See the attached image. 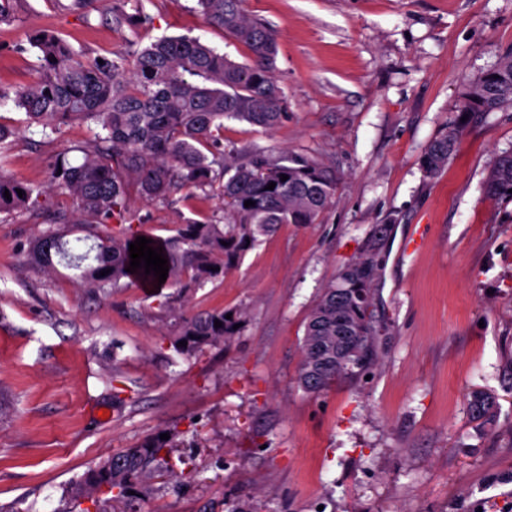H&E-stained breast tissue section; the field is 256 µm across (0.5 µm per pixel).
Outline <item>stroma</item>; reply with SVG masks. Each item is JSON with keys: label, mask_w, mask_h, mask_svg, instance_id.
Returning a JSON list of instances; mask_svg holds the SVG:
<instances>
[{"label": "stroma", "mask_w": 512, "mask_h": 512, "mask_svg": "<svg viewBox=\"0 0 512 512\" xmlns=\"http://www.w3.org/2000/svg\"><path fill=\"white\" fill-rule=\"evenodd\" d=\"M152 22L117 21L127 0L61 12L20 0L0 24V88L32 80L30 36L53 29L89 57L128 59L162 37L191 36L231 59L249 52L209 26L196 0H141ZM270 26L288 119L267 133L224 123V147L321 154L336 198L314 224L260 237L226 277L197 286L136 284L90 292L74 270L27 263L24 250L69 218L50 189L61 145L42 143L12 104L16 135L0 170L43 188L37 211L0 214V512H68L70 488L113 452L158 433L180 482L160 476L142 512H512V201L484 180L512 150V109L473 116L442 174L421 157L454 123L465 86L512 51V0H245ZM223 222L220 198L131 197L134 232L175 237L186 219ZM373 310L391 326L371 379L310 395L296 383L307 314L375 225ZM242 309L238 333L183 354L182 317ZM121 382H113V373ZM494 393L497 414L470 417L466 395Z\"/></svg>", "instance_id": "35a3bbf8"}]
</instances>
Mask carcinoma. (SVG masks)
<instances>
[{
  "instance_id": "cac0c4a2",
  "label": "carcinoma",
  "mask_w": 512,
  "mask_h": 512,
  "mask_svg": "<svg viewBox=\"0 0 512 512\" xmlns=\"http://www.w3.org/2000/svg\"><path fill=\"white\" fill-rule=\"evenodd\" d=\"M205 22L244 45L248 60L239 62L190 36L163 37L133 56L131 65L113 59L90 58L74 51L57 33L41 30L31 39L37 52L38 76L13 90L0 89V104L8 101L21 110L27 123L53 134L74 123H91L97 131L58 151L51 170V186L68 192L74 205L73 223L84 224L95 243L82 253L67 248L63 236L51 231L28 250L30 261L53 267V255L79 271L84 287L103 290L121 287L127 278L158 285L154 274L129 267V244L139 237L123 224L130 191L145 201L167 202L188 190L218 191L224 201V225L188 220L174 238L153 240L168 259L166 282L188 275L202 286L236 268L258 237L275 233L282 224H313L330 206L339 187L336 169L310 153H272L255 150L241 158L224 152L217 133L224 120L246 122L272 132L288 120L284 92L276 77L274 34L251 18L243 0H197ZM512 107V53L471 82L457 106L460 120L449 126L453 138L442 133L422 156L421 167L434 178L457 151L466 122L461 117ZM288 179L281 180V175ZM275 183L272 190L269 183ZM22 193H17V190ZM487 198L512 200V152L495 160L485 181ZM10 198H5V194ZM43 190L0 173V213L34 212ZM254 202L245 206V201ZM387 225L379 224L362 251L322 288L306 317L301 342L298 386L320 394L343 380H359L377 366L381 337L388 326L371 310L373 279L359 265L379 255ZM108 271L105 276L102 271ZM231 318H226V315ZM239 309L213 310L181 319L177 341L187 354L234 335L242 323ZM222 326H214L215 321ZM470 415L491 422L495 396L483 390L466 395ZM168 441L155 435L132 448L112 454V468L100 463L89 469L72 489L80 499L110 487L112 502L128 510L140 500L147 481L164 463Z\"/></svg>"
}]
</instances>
